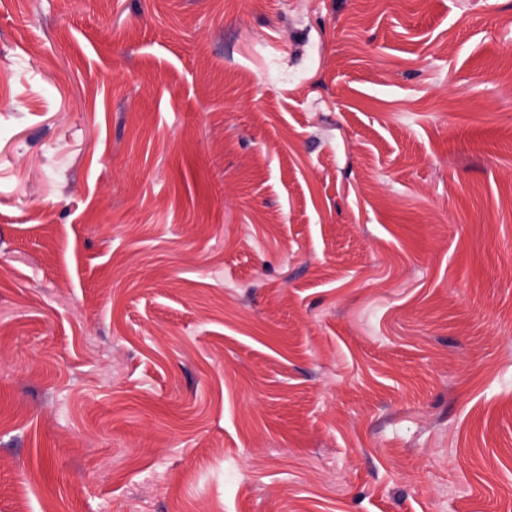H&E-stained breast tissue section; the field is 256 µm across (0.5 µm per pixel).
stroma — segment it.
Returning a JSON list of instances; mask_svg holds the SVG:
<instances>
[{"label": "stroma", "instance_id": "stroma-1", "mask_svg": "<svg viewBox=\"0 0 512 512\" xmlns=\"http://www.w3.org/2000/svg\"><path fill=\"white\" fill-rule=\"evenodd\" d=\"M512 0H0V512H507Z\"/></svg>", "mask_w": 512, "mask_h": 512}]
</instances>
